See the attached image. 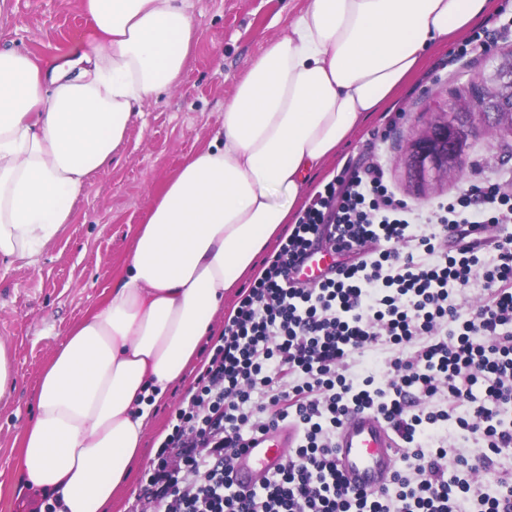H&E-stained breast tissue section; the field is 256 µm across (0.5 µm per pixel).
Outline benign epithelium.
<instances>
[{"label":"benign epithelium","instance_id":"1","mask_svg":"<svg viewBox=\"0 0 512 512\" xmlns=\"http://www.w3.org/2000/svg\"><path fill=\"white\" fill-rule=\"evenodd\" d=\"M488 130L512 135V65L498 62L489 91L481 97L455 101L446 106L429 126L419 132L416 149L407 158L414 176L431 173L440 179L461 175L466 159L460 142L467 131H477L487 119Z\"/></svg>","mask_w":512,"mask_h":512}]
</instances>
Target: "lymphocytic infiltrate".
<instances>
[{"instance_id": "1", "label": "lymphocytic infiltrate", "mask_w": 512, "mask_h": 512, "mask_svg": "<svg viewBox=\"0 0 512 512\" xmlns=\"http://www.w3.org/2000/svg\"><path fill=\"white\" fill-rule=\"evenodd\" d=\"M507 37L512 24L489 18L448 62ZM511 223L512 190L498 184L465 182L414 208L379 161L346 165L210 336L135 512H459L469 497L479 512H512V487L491 495L467 479L512 448V234L489 232ZM323 246L340 252L337 274L294 283L307 250ZM478 281L480 300L462 309L461 293ZM379 348L384 378L351 374ZM353 409L377 413L415 462L377 493L351 491L336 469V430ZM288 422L299 440L287 464L239 489L231 473L247 441ZM448 425L473 435L482 455L453 453Z\"/></svg>"}]
</instances>
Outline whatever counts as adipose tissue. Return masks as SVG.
<instances>
[{
    "instance_id": "ef3b65f1",
    "label": "adipose tissue",
    "mask_w": 512,
    "mask_h": 512,
    "mask_svg": "<svg viewBox=\"0 0 512 512\" xmlns=\"http://www.w3.org/2000/svg\"><path fill=\"white\" fill-rule=\"evenodd\" d=\"M488 0H308L212 139L151 203L103 305L42 372L17 470L56 512H106L224 297L258 275L310 177ZM92 38L40 68L0 47V271L34 259L198 40L191 0H82Z\"/></svg>"
}]
</instances>
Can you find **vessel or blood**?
I'll list each match as a JSON object with an SVG mask.
<instances>
[{
    "mask_svg": "<svg viewBox=\"0 0 512 512\" xmlns=\"http://www.w3.org/2000/svg\"><path fill=\"white\" fill-rule=\"evenodd\" d=\"M335 264L332 250H313L297 265L292 278L296 283L312 286L330 277ZM297 440V432L289 424L255 435L235 461L234 482L242 488L261 483L283 466ZM396 460L392 432L381 417L356 409L345 416L336 431V465L349 488L382 489L395 471Z\"/></svg>",
    "mask_w": 512,
    "mask_h": 512,
    "instance_id": "vessel-or-blood-1",
    "label": "vessel or blood"
}]
</instances>
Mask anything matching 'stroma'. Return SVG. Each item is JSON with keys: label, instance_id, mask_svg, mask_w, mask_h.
Masks as SVG:
<instances>
[{"label": "stroma", "instance_id": "stroma-1", "mask_svg": "<svg viewBox=\"0 0 512 512\" xmlns=\"http://www.w3.org/2000/svg\"><path fill=\"white\" fill-rule=\"evenodd\" d=\"M307 0H192L200 34L179 83L147 103L144 116L128 127L110 167L79 197L70 224L36 258L35 265L0 272V342L5 343L15 390L0 401V512H19L14 497L18 476L12 467L15 441L35 412L41 372L66 332L99 304L112 276L125 263L129 241L143 223L151 199L207 142L219 125L236 84L250 62L284 28ZM90 34L81 0H5L0 5V45L27 51L42 67L59 56L78 53ZM512 41L461 61L454 72L442 70L447 48L430 51L422 69L328 161L311 185L318 191L346 162L380 159L398 197L423 207L455 191L460 181H491L512 186V136L481 133L470 137L460 178L423 184L412 181L405 161L417 134L440 106L472 98L486 84ZM403 113L389 145L377 147L372 132L391 113ZM189 381L174 385L155 409L142 453L108 512H132L144 489L141 477L168 432L169 416Z\"/></svg>", "mask_w": 512, "mask_h": 512}]
</instances>
